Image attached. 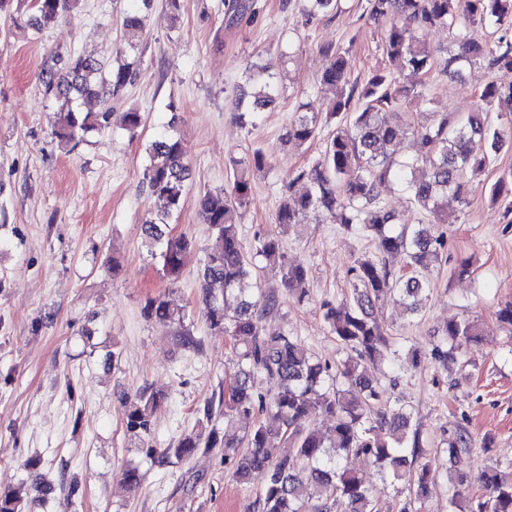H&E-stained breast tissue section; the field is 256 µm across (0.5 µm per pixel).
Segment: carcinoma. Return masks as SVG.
<instances>
[{"label":"carcinoma","mask_w":512,"mask_h":512,"mask_svg":"<svg viewBox=\"0 0 512 512\" xmlns=\"http://www.w3.org/2000/svg\"><path fill=\"white\" fill-rule=\"evenodd\" d=\"M79 0H33V13L25 24L42 31L59 18L70 16ZM340 0H299V8L311 21L339 9ZM254 11L253 0H224V18L235 23ZM365 15L385 24L381 51L384 63L376 66L363 84L350 82L345 51L333 45L322 48L328 58L321 81L335 89V97L319 106L310 101L299 105L301 115L288 128V139L298 145L315 140L324 128L336 123L319 157L295 176L304 189L282 197L276 223L288 231L306 223L310 215L338 221L345 229L371 236L382 258L360 256L348 270L350 292L337 304L324 301L323 317L336 338L344 358L336 365L316 359L305 344L285 335L267 336L262 320L279 306L273 294L255 300L250 281L259 277V258L279 277L288 293L298 300L307 297V268L284 254L281 237L264 233L256 238V251L248 257L238 232L240 210L249 203L252 179L271 169L260 150L228 163L230 179L224 188L207 190L195 198L201 223L209 226L215 243L207 253L201 284L211 330L230 337L241 369L231 384L230 394H221L218 407L224 415L252 421L241 437L220 435L216 427L185 435L174 448L147 447L146 454L164 459L183 458L199 448L224 449V464L236 478L247 480L255 471L266 475L262 512H379L373 490L362 477L342 465L350 456L366 459L379 468L382 481L394 488L407 487L408 498L401 512H417L436 471L428 461L412 472L411 465L422 453L418 433H409L412 412L404 407L391 414L383 411L385 388L366 374L367 369L393 362L398 350L384 336L378 311L388 300L399 299L410 313L418 314L430 291L426 277L434 263L448 255L443 234L432 230L448 223L450 198L469 204L468 187L485 171L493 156L512 145V85L489 83L477 93L473 112L456 118L446 112H432L429 122L413 123L406 112L409 100L422 96L400 83L410 72L422 79L436 70L452 77L463 75L477 61L490 69L512 68V0H366ZM479 22L492 28L493 42L482 46L463 32L465 22ZM129 47L142 30L139 8L134 6L122 18ZM425 33L434 28L448 30L453 50L432 47L423 40L405 38L406 27ZM293 43L279 50L277 61L246 67V86L240 87L235 111L241 120L272 108L281 98L279 66L292 57ZM133 64L109 70L103 60L90 55H71L63 68L44 66L39 74L43 94L59 103L54 135L63 145L78 144L92 131L110 126L112 98L134 80ZM96 98V112L82 109L83 100ZM497 109L498 122L489 121L483 107ZM144 123L143 113L129 109L119 116V126L135 136ZM413 137L414 152L402 162L394 159L395 148L404 131ZM485 145L476 155L474 141ZM143 183L148 193L164 202V210L145 221L149 247L159 251L164 276L175 281L184 269L189 240L169 231L168 219L187 203L190 165L183 156L174 122L145 148ZM395 180L409 202L429 213L431 229L420 224H401L386 209L378 188ZM512 194V170L503 173L490 188L494 201ZM402 252L411 274L399 275L383 255ZM146 318L179 324L183 309L158 296L144 307ZM444 336L445 350L434 356L445 364L457 362L462 348L479 336L470 321L450 320ZM264 378L270 388L257 390ZM160 393L138 392L125 401L126 428L135 434L150 431L151 418L163 402ZM322 414L330 421L325 431L312 425ZM470 445L466 431L448 438V454L460 461ZM41 459L25 461L24 468L35 475L33 490L47 496L53 485L39 472ZM480 484L474 490V483ZM450 504L460 512H512V470L494 467L472 479L459 469L449 479ZM0 512H28L13 489H0Z\"/></svg>","instance_id":"carcinoma-1"}]
</instances>
